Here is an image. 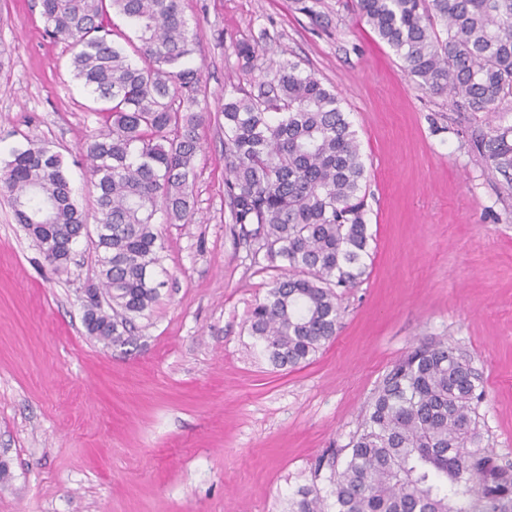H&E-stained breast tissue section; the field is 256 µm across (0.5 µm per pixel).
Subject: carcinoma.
Listing matches in <instances>:
<instances>
[{
	"label": "carcinoma",
	"instance_id": "cac0c4a2",
	"mask_svg": "<svg viewBox=\"0 0 512 512\" xmlns=\"http://www.w3.org/2000/svg\"><path fill=\"white\" fill-rule=\"evenodd\" d=\"M41 8L46 32L67 44L74 79L105 113L85 145L96 210L80 209L61 154L43 142L12 153L0 190L56 268L69 260L63 246L94 220L96 294L107 301L85 306L83 324L106 346L132 345L135 320L161 287L154 216L187 224L193 214L205 122L194 39L183 0H41ZM355 11L420 88L471 112H494L512 97V0H355ZM112 13L135 38L114 31ZM221 115L232 223L284 262L251 311L250 335L275 367L294 369L336 336V289L368 274L358 136L336 93L290 60L257 92L224 97ZM472 145L512 189V127L480 132ZM482 398L463 356L442 344L411 348L384 376L334 474L335 512H512V464L480 447ZM291 512L329 510L306 490Z\"/></svg>",
	"mask_w": 512,
	"mask_h": 512
}]
</instances>
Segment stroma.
<instances>
[{
    "mask_svg": "<svg viewBox=\"0 0 512 512\" xmlns=\"http://www.w3.org/2000/svg\"><path fill=\"white\" fill-rule=\"evenodd\" d=\"M184 11L208 114L195 214L157 225L165 285L136 345L84 329L90 239L55 270L0 192V512H288L303 488L329 493L383 376L424 342L481 374L482 445L512 462V191L470 142L512 126V98L473 113L420 89L353 0H184ZM281 56L348 113L372 235L368 275L338 292L335 340L287 370L249 333L281 270L232 223L219 120L225 95L253 89ZM68 58L39 0H0V164L50 143L90 213L83 145L102 118Z\"/></svg>",
    "mask_w": 512,
    "mask_h": 512,
    "instance_id": "1",
    "label": "stroma"
}]
</instances>
